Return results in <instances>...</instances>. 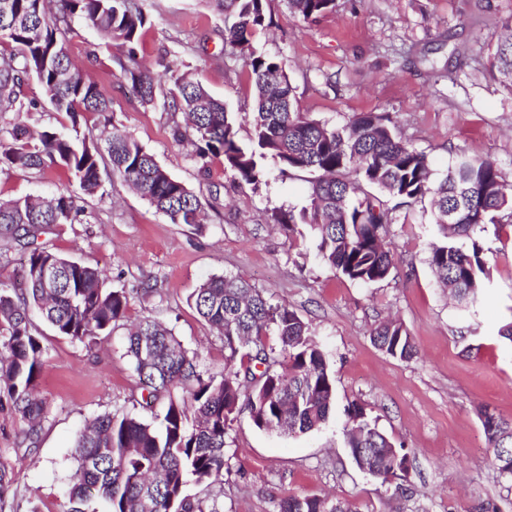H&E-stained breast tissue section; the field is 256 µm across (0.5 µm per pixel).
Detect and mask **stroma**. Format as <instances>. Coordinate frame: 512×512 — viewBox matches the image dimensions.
<instances>
[{
    "instance_id": "stroma-1",
    "label": "stroma",
    "mask_w": 512,
    "mask_h": 512,
    "mask_svg": "<svg viewBox=\"0 0 512 512\" xmlns=\"http://www.w3.org/2000/svg\"><path fill=\"white\" fill-rule=\"evenodd\" d=\"M148 21L136 60L153 73L190 72L235 112L249 140L253 89L243 61L224 49V14L216 0H141ZM273 25L258 50L283 58L302 111L333 124L360 112L388 114L398 132L425 151L436 173L456 153L496 161L512 185V92L489 74L488 42L512 20V0H335L314 20L270 0ZM64 46L95 73L111 100L108 116L90 115L132 134L175 178L219 213L204 226L172 224L104 170V192L85 198L86 221L47 238L64 256L103 270L114 287L148 289L133 299L128 323L164 321L206 369L224 367V348L190 303L206 279L239 274L307 321L336 379V405L325 425L287 436L256 428L248 413L233 422L224 449V512H275L279 497L328 495L353 512H512V483L502 479L481 425L483 409L512 419V224L482 233L491 286L469 311L437 283L427 257L441 236L421 206L398 212L388 245L396 267L386 281L361 285L325 265L308 234L285 236L266 223L275 208H302L308 176L271 173L242 185L221 159L201 167L190 144L172 137V117L142 105L116 64L124 50L74 21ZM78 193L60 169L0 171V202ZM400 320L418 354L404 361L371 341L380 322ZM46 348L39 389L50 402L38 446L17 436L24 424L0 412V458L13 472L15 496L0 512H60L68 498L76 431L118 409L149 421L132 405L136 378L125 355L127 330L116 327L89 350L39 325ZM364 406L409 458L407 476L383 480L354 463L344 446L345 410Z\"/></svg>"
}]
</instances>
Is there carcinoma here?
<instances>
[{
  "mask_svg": "<svg viewBox=\"0 0 512 512\" xmlns=\"http://www.w3.org/2000/svg\"><path fill=\"white\" fill-rule=\"evenodd\" d=\"M224 8V44L243 60L254 89L252 137L240 141L233 113L189 73L166 68L161 81L137 65L135 44L147 23L140 0H0V166L41 173L63 167L81 190L103 187L101 164L133 188L172 224L201 226L211 215L182 181L172 177L132 135L112 127L98 138L80 131V118L112 111L87 68L73 65L61 36L79 16L102 35L122 42L126 59L116 63L136 98L145 106L162 104L182 115L173 138L194 140L202 161L223 158L224 169L255 187L273 161L283 177L312 175L307 205L296 211L272 210L270 223L285 236L304 225L321 260L349 280L370 285L388 279L395 268L387 246L396 211L429 202L443 237L431 245L428 264L439 281L461 301H476L488 273L477 232L486 224H512V193L499 165L463 153L439 178L428 155L398 136L391 118L360 112L343 125L330 124L300 109L281 60L255 47L266 29L267 0H217ZM304 20L326 13L334 0H286ZM490 73L512 92V33L490 44ZM35 78L52 108L69 116L68 133L34 131L19 121L38 103L23 92ZM85 208L78 197L28 196L0 202L4 249L27 252L22 283L0 285V410L26 424L22 442L36 447L48 414L37 392L45 348L30 314L39 311L56 335L86 348L98 344L126 317L131 291L114 288L97 269L69 259L39 241L61 224L80 223ZM51 265L56 280L43 279ZM198 315L224 345V369L211 373L198 354L185 349L172 330L145 317L126 337L137 386L146 406H161L147 422L126 412L92 418L74 439V467L68 504L62 512H95L96 498L106 512H221L220 493L186 494L189 483L211 488L224 483L226 437L246 410L262 430L290 436L324 425L336 403L335 378L311 328L298 313L239 275L205 280L192 295ZM270 336L280 347L267 344ZM388 355L410 360L416 346L405 326L388 320L371 332ZM481 423L499 475L512 482V422L486 409ZM352 459L368 474L396 478L408 473V456L368 419L365 408L347 409L344 429ZM8 464L0 460V507L14 494ZM277 512H351L343 502L319 496L286 495Z\"/></svg>",
  "mask_w": 512,
  "mask_h": 512,
  "instance_id": "cac0c4a2",
  "label": "carcinoma"
}]
</instances>
